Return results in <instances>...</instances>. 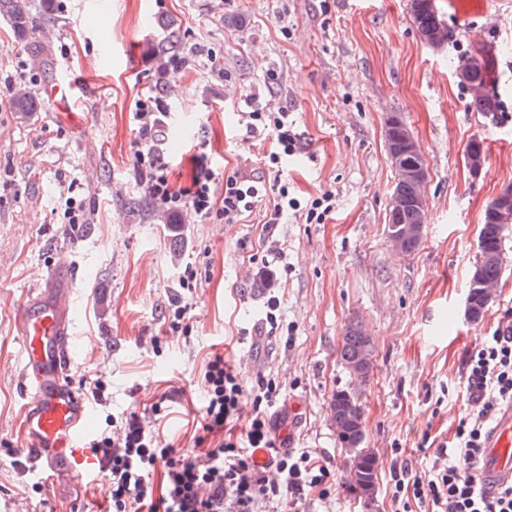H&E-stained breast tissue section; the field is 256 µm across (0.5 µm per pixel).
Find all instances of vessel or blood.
Wrapping results in <instances>:
<instances>
[{
	"instance_id": "b4317fda",
	"label": "vessel or blood",
	"mask_w": 512,
	"mask_h": 512,
	"mask_svg": "<svg viewBox=\"0 0 512 512\" xmlns=\"http://www.w3.org/2000/svg\"><path fill=\"white\" fill-rule=\"evenodd\" d=\"M72 267L63 262L20 306L21 366L27 391L25 433L36 460L55 473L89 474L104 466L102 455L85 448L88 402L69 382L68 305L64 291ZM479 484L493 491L512 485V406L498 415L489 432Z\"/></svg>"
}]
</instances>
